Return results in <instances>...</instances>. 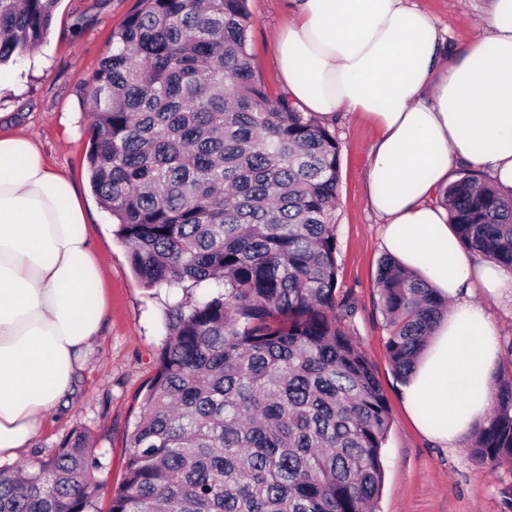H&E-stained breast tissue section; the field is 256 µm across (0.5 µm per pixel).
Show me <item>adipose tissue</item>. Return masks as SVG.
Segmentation results:
<instances>
[{"label": "adipose tissue", "mask_w": 512, "mask_h": 512, "mask_svg": "<svg viewBox=\"0 0 512 512\" xmlns=\"http://www.w3.org/2000/svg\"><path fill=\"white\" fill-rule=\"evenodd\" d=\"M274 42L281 82L301 111L371 120L369 204L385 249L451 300L402 388L411 413L439 419L451 446L489 408L497 332L474 289L512 296V274L456 241L440 203L461 160L489 167L512 196V0H491L486 35L439 60L433 18L409 0H293ZM76 190L21 137L0 135V460L18 456L71 387L104 309L85 317L102 270Z\"/></svg>", "instance_id": "1"}]
</instances>
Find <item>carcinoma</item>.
I'll return each mask as SVG.
<instances>
[{
    "mask_svg": "<svg viewBox=\"0 0 512 512\" xmlns=\"http://www.w3.org/2000/svg\"><path fill=\"white\" fill-rule=\"evenodd\" d=\"M56 0H0V63ZM247 0H136L93 75L90 183L167 340L109 512H373L390 409L338 286L336 136L256 75ZM458 243L512 271V198L470 172L441 196ZM377 290L407 381L445 299L392 256ZM469 451L512 465V357ZM104 469L76 428L0 469V512H94Z\"/></svg>",
    "mask_w": 512,
    "mask_h": 512,
    "instance_id": "1",
    "label": "carcinoma"
}]
</instances>
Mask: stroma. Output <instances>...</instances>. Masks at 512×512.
Returning a JSON list of instances; mask_svg holds the SVG:
<instances>
[{
	"instance_id": "1",
	"label": "stroma",
	"mask_w": 512,
	"mask_h": 512,
	"mask_svg": "<svg viewBox=\"0 0 512 512\" xmlns=\"http://www.w3.org/2000/svg\"><path fill=\"white\" fill-rule=\"evenodd\" d=\"M414 2L445 29L444 56L459 54L484 34L487 0ZM135 3L57 0L45 40L0 66V133L36 142L48 165L78 192L87 215L84 231L102 262L107 298L99 335L72 393L47 414L41 436L13 464L36 463L73 429L90 430L107 462L100 475L99 512H108L112 490L123 479L127 434L167 333L161 305L134 275L128 249L115 235L113 219L93 194L88 175L92 76L113 30ZM247 8L258 74L270 89H281L273 38L290 21L292 0H247ZM325 124L340 148L335 211L339 286L355 300L353 340L382 387L392 417L377 512H512V467L493 472L480 467L467 442L445 447L426 436L406 409L402 384L385 349L387 331L376 288L386 254L381 221L366 198L368 154L378 132L353 112H337Z\"/></svg>"
}]
</instances>
